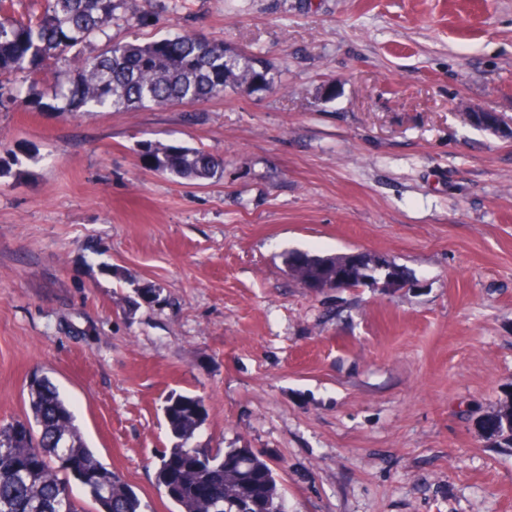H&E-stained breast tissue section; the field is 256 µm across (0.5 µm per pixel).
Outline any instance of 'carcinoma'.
Returning a JSON list of instances; mask_svg holds the SVG:
<instances>
[{
    "label": "carcinoma",
    "mask_w": 512,
    "mask_h": 512,
    "mask_svg": "<svg viewBox=\"0 0 512 512\" xmlns=\"http://www.w3.org/2000/svg\"><path fill=\"white\" fill-rule=\"evenodd\" d=\"M130 8L129 0H0V110L43 109L74 115L110 109L165 108L209 101L229 89L256 92L278 82L260 55L233 49L203 34H177L146 43L114 42L91 56L73 53L92 42ZM63 64L66 76L52 100L17 78ZM141 164L161 175L205 185L220 177L223 162L184 145L147 140ZM286 271L323 289L331 279L328 256L288 250ZM380 264L365 258L349 275L353 285L376 277ZM172 445L160 455L156 481L177 512H234L224 485L249 499V512H283L272 468L247 448H197L191 444L209 417L205 399L170 393L162 407ZM79 482L97 512H143L137 495L88 446L71 404L46 377L29 383L25 418L0 422V512H84L71 493Z\"/></svg>",
    "instance_id": "obj_1"
}]
</instances>
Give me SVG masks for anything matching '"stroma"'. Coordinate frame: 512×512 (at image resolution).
Listing matches in <instances>:
<instances>
[{"label":"stroma","mask_w":512,"mask_h":512,"mask_svg":"<svg viewBox=\"0 0 512 512\" xmlns=\"http://www.w3.org/2000/svg\"><path fill=\"white\" fill-rule=\"evenodd\" d=\"M93 50L171 32L260 54L273 89L194 106L0 111V421L32 375L148 504L174 391L194 443L248 448L288 512H512V0H130ZM205 149L220 180L144 168ZM396 281L313 291L283 252ZM160 299L133 304L134 282ZM139 157L145 168L194 185L208 184L223 173V161L209 153L160 140L143 142Z\"/></svg>","instance_id":"35a3bbf8"}]
</instances>
